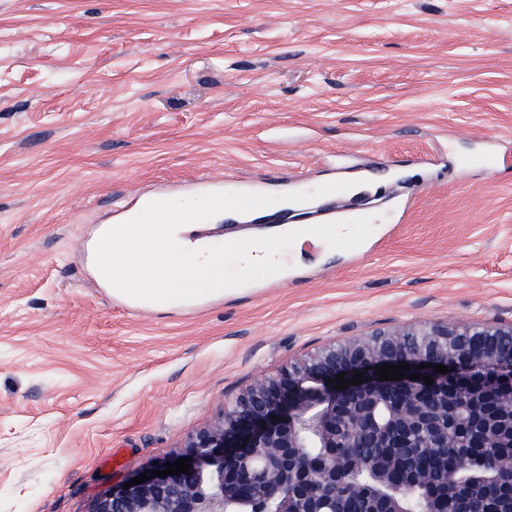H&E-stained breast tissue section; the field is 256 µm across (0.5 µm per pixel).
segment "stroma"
Masks as SVG:
<instances>
[{"label": "stroma", "mask_w": 512, "mask_h": 512, "mask_svg": "<svg viewBox=\"0 0 512 512\" xmlns=\"http://www.w3.org/2000/svg\"><path fill=\"white\" fill-rule=\"evenodd\" d=\"M512 0H0V512H91L254 378L433 322L512 326ZM281 196L344 175L373 231L193 305L118 307L113 185ZM276 202L194 224L263 237Z\"/></svg>", "instance_id": "1"}]
</instances>
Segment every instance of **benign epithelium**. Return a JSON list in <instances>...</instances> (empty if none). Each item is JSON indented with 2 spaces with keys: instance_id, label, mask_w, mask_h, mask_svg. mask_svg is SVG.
I'll return each instance as SVG.
<instances>
[{
  "instance_id": "7a95c632",
  "label": "benign epithelium",
  "mask_w": 512,
  "mask_h": 512,
  "mask_svg": "<svg viewBox=\"0 0 512 512\" xmlns=\"http://www.w3.org/2000/svg\"><path fill=\"white\" fill-rule=\"evenodd\" d=\"M489 332L506 337L509 345L470 343L469 337L479 335L470 325L431 324L350 339L291 361L255 378L217 421L190 435L182 451L144 471L149 480L112 489L92 512H295L298 501L301 512H346V494L367 492L354 458L337 449L358 448L364 441L387 449L371 466L378 492L369 512H410L408 497L423 500L432 486L427 475L410 469L401 483H392L391 471L401 466L390 450L393 431L421 430L446 448L448 418L456 431L512 447V427L506 436L491 427L500 409L512 413L511 394L482 408L483 388L471 387L465 398L448 389V379L474 366L497 378L512 373V327ZM402 362L410 370L399 381H382L374 370ZM423 363L431 364L429 403L416 396L419 382L409 379ZM437 364L448 372H436ZM340 373L349 381L360 373L364 383L337 390L334 378ZM315 448L323 449L318 462ZM181 457L191 458L190 472L153 476Z\"/></svg>"
}]
</instances>
